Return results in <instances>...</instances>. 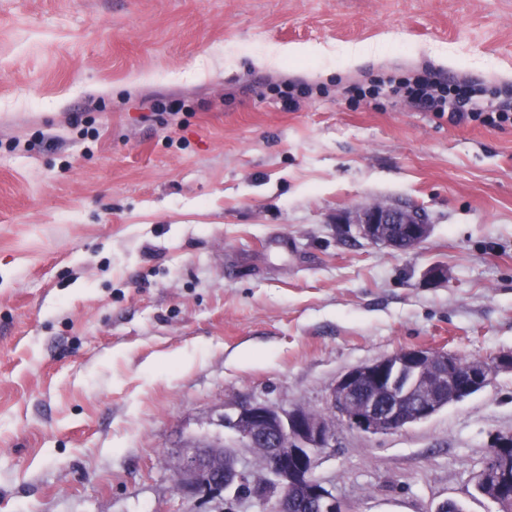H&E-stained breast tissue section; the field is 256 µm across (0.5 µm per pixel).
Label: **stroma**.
<instances>
[{
	"label": "stroma",
	"mask_w": 512,
	"mask_h": 512,
	"mask_svg": "<svg viewBox=\"0 0 512 512\" xmlns=\"http://www.w3.org/2000/svg\"><path fill=\"white\" fill-rule=\"evenodd\" d=\"M425 70L511 90L512 0H0V512H218L174 458L239 404L325 413L399 350H512V127L346 92ZM287 79L326 91L289 109ZM376 202L430 234L338 235ZM509 432L499 372L398 432L337 423L313 474L351 512H498L476 484ZM336 224L341 232L354 227L356 234L375 245L412 251L427 237L429 225L422 213L398 204H366L340 211ZM400 249H394L402 252Z\"/></svg>",
	"instance_id": "35a3bbf8"
}]
</instances>
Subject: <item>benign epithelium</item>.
<instances>
[{
    "instance_id": "7a95c632",
    "label": "benign epithelium",
    "mask_w": 512,
    "mask_h": 512,
    "mask_svg": "<svg viewBox=\"0 0 512 512\" xmlns=\"http://www.w3.org/2000/svg\"><path fill=\"white\" fill-rule=\"evenodd\" d=\"M341 232L355 230L375 245L412 251L427 237L429 225L422 213L398 204H366L336 214ZM512 372V351L493 360L472 359L459 369L454 356L426 348H406L345 372L330 389L331 417L312 416L307 409H284L266 403L238 406L231 427L241 447L261 454L268 480L250 488V494L271 502L270 512H290L285 490L297 492V504L306 512H349L313 477L316 455L331 447L336 421L364 433L401 430L435 415L443 404L458 403L483 390L493 374ZM512 471V436L491 440L488 459L478 484L487 488ZM179 491L188 498L208 500L232 493L237 499L249 484L238 463L225 465L210 452L185 448L176 457Z\"/></svg>"
}]
</instances>
